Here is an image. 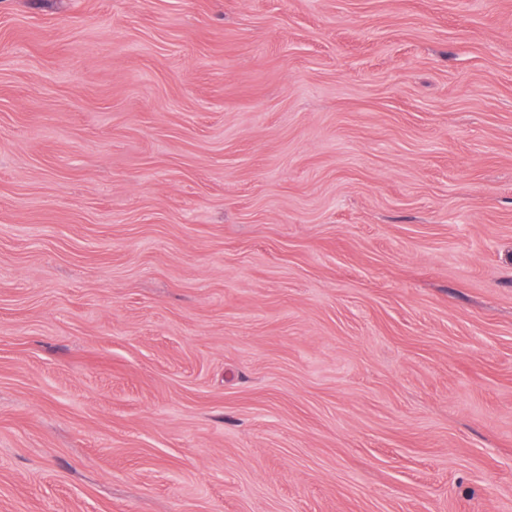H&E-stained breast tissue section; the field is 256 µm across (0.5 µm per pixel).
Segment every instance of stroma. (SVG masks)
Listing matches in <instances>:
<instances>
[{
    "label": "stroma",
    "mask_w": 512,
    "mask_h": 512,
    "mask_svg": "<svg viewBox=\"0 0 512 512\" xmlns=\"http://www.w3.org/2000/svg\"><path fill=\"white\" fill-rule=\"evenodd\" d=\"M0 512H512V0H0Z\"/></svg>",
    "instance_id": "1"
}]
</instances>
